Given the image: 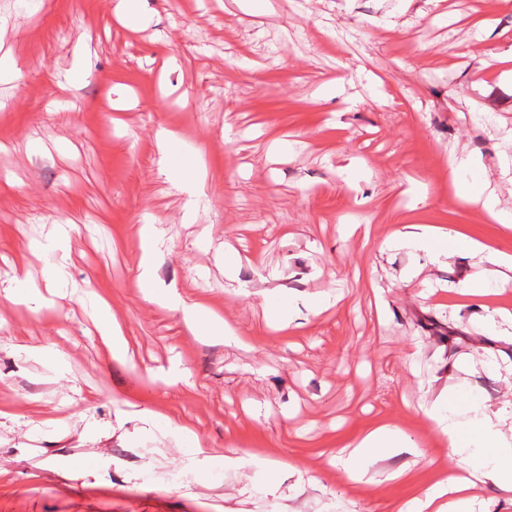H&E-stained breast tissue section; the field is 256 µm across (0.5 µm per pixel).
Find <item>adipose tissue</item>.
I'll return each instance as SVG.
<instances>
[{"instance_id": "adipose-tissue-1", "label": "adipose tissue", "mask_w": 512, "mask_h": 512, "mask_svg": "<svg viewBox=\"0 0 512 512\" xmlns=\"http://www.w3.org/2000/svg\"><path fill=\"white\" fill-rule=\"evenodd\" d=\"M156 144L163 174L187 194V208L196 209L204 195L205 172L178 152L179 142L169 130H157ZM388 241L415 247L433 262L449 256L458 245L471 252L484 250L480 242H463L450 233L421 224L398 227ZM146 298L153 304L180 312L191 335L228 341L235 337L233 329L223 319L207 315L200 305L186 303L176 291L149 289ZM429 418L442 440L463 455L468 466L461 473L436 476L428 489L402 502L397 512H468L471 491L476 482L483 480L497 482L503 492L512 493V441L502 430L512 418L511 412L502 409L496 416H488L482 401L473 392L451 388L430 411ZM407 445V437L399 427L379 423L341 451L337 460L350 480L360 482L373 462Z\"/></svg>"}]
</instances>
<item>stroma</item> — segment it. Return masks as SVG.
Here are the masks:
<instances>
[{
	"instance_id": "35a3bbf8",
	"label": "stroma",
	"mask_w": 512,
	"mask_h": 512,
	"mask_svg": "<svg viewBox=\"0 0 512 512\" xmlns=\"http://www.w3.org/2000/svg\"><path fill=\"white\" fill-rule=\"evenodd\" d=\"M0 0V283L46 260L28 245L71 218L65 273L107 298L127 358L78 296L0 297V512H396L464 467L427 412L464 383L512 399V283L482 253L430 262L386 245L427 224L512 254L462 191L512 211V6L502 0ZM83 76L58 89L81 38ZM177 130L207 173L195 220L155 148ZM469 163L460 186L445 158ZM164 240L151 282L230 321L242 343L189 336L145 300L134 227ZM334 303L312 314L307 300ZM182 381L165 384L171 367ZM379 422L408 451L349 481L331 456ZM186 427L240 462L189 464ZM408 479H392L399 468Z\"/></svg>"
}]
</instances>
